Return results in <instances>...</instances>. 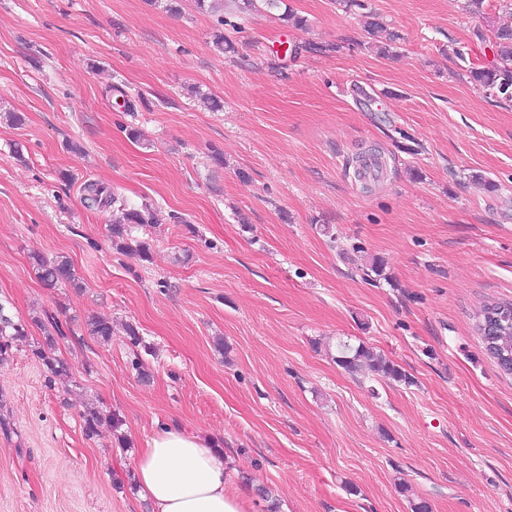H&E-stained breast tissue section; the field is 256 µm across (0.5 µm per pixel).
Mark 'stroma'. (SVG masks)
<instances>
[{"instance_id": "1", "label": "stroma", "mask_w": 512, "mask_h": 512, "mask_svg": "<svg viewBox=\"0 0 512 512\" xmlns=\"http://www.w3.org/2000/svg\"><path fill=\"white\" fill-rule=\"evenodd\" d=\"M284 2L304 27L229 9L222 55L194 0H0V301L30 322L0 366V512H150L133 461L164 424L216 440L251 512H512V375L474 327L512 301V102L464 73L493 59L499 0ZM369 12L400 34L389 56ZM89 181L152 203L150 260L113 249ZM34 253L82 289L44 288ZM49 315L73 330L53 384ZM340 338L414 385L349 374ZM91 404L119 431L86 437ZM497 308H505V310L508 312V316L512 315V302H491V303L489 302V303H486V304L482 305L480 307V309L475 314V328H476L477 333L481 337L483 345L485 344L484 348L486 349L489 356L492 357L495 360V362L497 363V365L499 366V368L503 372H505L501 368V365L499 364V361H498L499 358L502 356L501 354L504 353L503 350L498 348L499 351L497 352V354H493V352H491V350L488 346L492 345L494 347H497V345L494 342H492V344L490 343V345L487 346V337H486L487 334L484 332V329L480 325L481 318L484 317V315L486 313H488L491 309L496 310ZM505 373L511 374L512 371L510 373H508V372H505ZM34 322L41 324L44 329V343L37 346L33 353L36 357H38L46 367L47 373L49 374V382L60 375L66 374L68 371V366L66 362L53 355L52 350L55 347V343H57V338H65L64 330L62 324L58 322L54 317L47 316V323L45 324L41 319L34 318ZM50 326V328L48 327Z\"/></svg>"}]
</instances>
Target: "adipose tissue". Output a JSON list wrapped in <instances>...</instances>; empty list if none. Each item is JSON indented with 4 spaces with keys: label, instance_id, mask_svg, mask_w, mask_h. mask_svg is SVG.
Listing matches in <instances>:
<instances>
[{
    "label": "adipose tissue",
    "instance_id": "adipose-tissue-1",
    "mask_svg": "<svg viewBox=\"0 0 512 512\" xmlns=\"http://www.w3.org/2000/svg\"><path fill=\"white\" fill-rule=\"evenodd\" d=\"M138 483L151 512H247L245 494L228 485L224 455L178 428L157 432L135 460Z\"/></svg>",
    "mask_w": 512,
    "mask_h": 512
}]
</instances>
